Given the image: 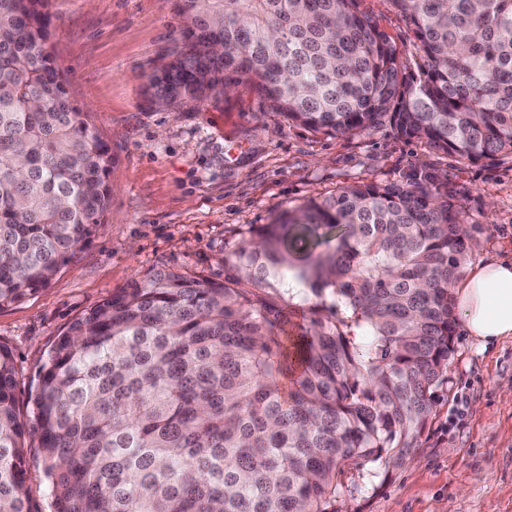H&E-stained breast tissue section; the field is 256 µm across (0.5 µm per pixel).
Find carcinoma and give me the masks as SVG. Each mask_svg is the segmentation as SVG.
I'll return each instance as SVG.
<instances>
[{"mask_svg": "<svg viewBox=\"0 0 512 512\" xmlns=\"http://www.w3.org/2000/svg\"><path fill=\"white\" fill-rule=\"evenodd\" d=\"M423 53L401 75L358 0H184V50L154 100L207 99L243 78L325 135L387 120L469 162L512 155V0H392ZM50 0H0V308L46 288L103 223L109 149L47 49ZM326 249L289 258L290 228ZM453 193L369 184L310 200L224 254L216 282L158 271L72 321L17 404L0 345V512H37L41 448L54 512H331L345 466L401 464L448 382L452 286L479 247ZM322 241H317V237ZM329 296L281 391L283 343L256 294ZM36 442L27 448V470L29 494L33 507L39 512H54L52 499L48 489V482L44 475L43 456Z\"/></svg>", "mask_w": 512, "mask_h": 512, "instance_id": "1", "label": "carcinoma"}]
</instances>
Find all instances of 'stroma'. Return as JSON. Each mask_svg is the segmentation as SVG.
<instances>
[{
    "label": "stroma",
    "mask_w": 512,
    "mask_h": 512,
    "mask_svg": "<svg viewBox=\"0 0 512 512\" xmlns=\"http://www.w3.org/2000/svg\"><path fill=\"white\" fill-rule=\"evenodd\" d=\"M407 70L421 54L392 0H359ZM48 42L71 101L112 157V196L91 243L40 293L0 309L26 406L46 354L73 320L162 270L224 278V253L310 199L363 184L447 181L465 223L483 227L473 264L512 260V156L476 164L390 125L327 136L288 123L249 82L205 101L157 106L151 75L182 48V0H52ZM286 345L335 316L331 298L263 290ZM512 339L478 348L456 329L448 383L404 463L347 469L337 512H512Z\"/></svg>",
    "instance_id": "35a3bbf8"
}]
</instances>
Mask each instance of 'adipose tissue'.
Listing matches in <instances>:
<instances>
[{"mask_svg": "<svg viewBox=\"0 0 512 512\" xmlns=\"http://www.w3.org/2000/svg\"><path fill=\"white\" fill-rule=\"evenodd\" d=\"M454 295L469 336L484 344L512 338V263L469 268L455 283Z\"/></svg>", "mask_w": 512, "mask_h": 512, "instance_id": "1", "label": "adipose tissue"}]
</instances>
